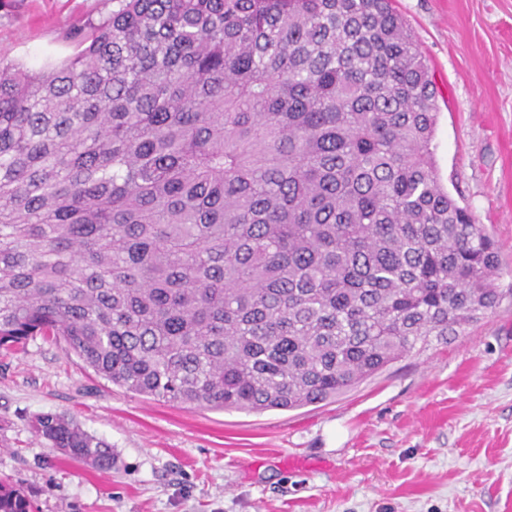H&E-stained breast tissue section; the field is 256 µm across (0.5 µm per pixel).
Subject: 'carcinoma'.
Masks as SVG:
<instances>
[{
  "instance_id": "cac0c4a2",
  "label": "carcinoma",
  "mask_w": 512,
  "mask_h": 512,
  "mask_svg": "<svg viewBox=\"0 0 512 512\" xmlns=\"http://www.w3.org/2000/svg\"><path fill=\"white\" fill-rule=\"evenodd\" d=\"M0 64V347L62 342L165 403L293 410L500 304L442 184L437 89L393 0H112ZM35 430L112 469L71 416ZM0 512H33L0 484Z\"/></svg>"
}]
</instances>
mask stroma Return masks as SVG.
<instances>
[{"label":"stroma","mask_w":512,"mask_h":512,"mask_svg":"<svg viewBox=\"0 0 512 512\" xmlns=\"http://www.w3.org/2000/svg\"><path fill=\"white\" fill-rule=\"evenodd\" d=\"M438 87L443 184L497 242L500 305L347 392L294 410L163 403L64 345L0 349V481L37 512H512V0H395ZM112 0H0V61L73 54ZM73 416L116 455L100 473L33 423Z\"/></svg>","instance_id":"1"}]
</instances>
